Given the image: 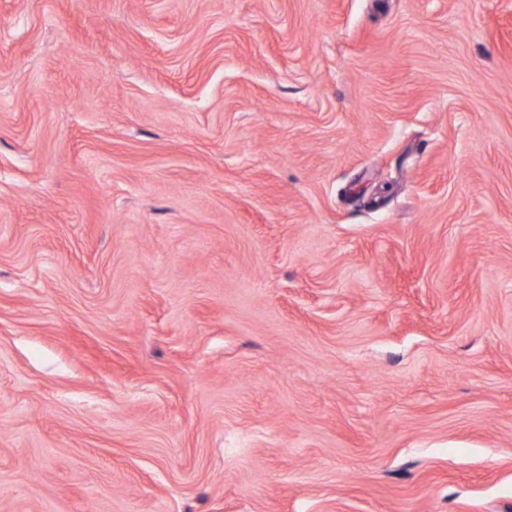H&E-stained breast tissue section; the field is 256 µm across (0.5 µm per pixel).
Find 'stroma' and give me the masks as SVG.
Segmentation results:
<instances>
[{"label":"stroma","instance_id":"1","mask_svg":"<svg viewBox=\"0 0 512 512\" xmlns=\"http://www.w3.org/2000/svg\"><path fill=\"white\" fill-rule=\"evenodd\" d=\"M0 512H512V0H0Z\"/></svg>","mask_w":512,"mask_h":512}]
</instances>
